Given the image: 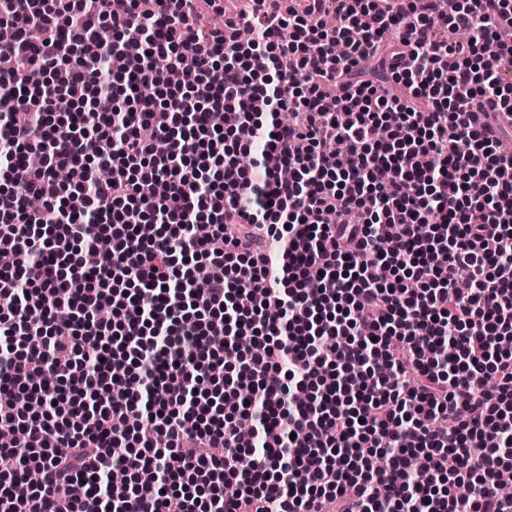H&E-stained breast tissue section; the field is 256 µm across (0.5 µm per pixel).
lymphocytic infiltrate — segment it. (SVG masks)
<instances>
[{
	"instance_id": "lymphocytic-infiltrate-1",
	"label": "lymphocytic infiltrate",
	"mask_w": 512,
	"mask_h": 512,
	"mask_svg": "<svg viewBox=\"0 0 512 512\" xmlns=\"http://www.w3.org/2000/svg\"><path fill=\"white\" fill-rule=\"evenodd\" d=\"M302 2L0 0V512H512V0Z\"/></svg>"
}]
</instances>
